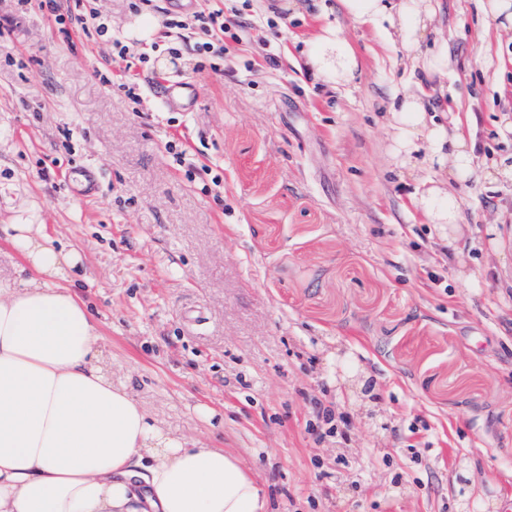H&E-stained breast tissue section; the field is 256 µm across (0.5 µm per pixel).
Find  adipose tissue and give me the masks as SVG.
Returning a JSON list of instances; mask_svg holds the SVG:
<instances>
[{"instance_id": "adipose-tissue-1", "label": "adipose tissue", "mask_w": 512, "mask_h": 512, "mask_svg": "<svg viewBox=\"0 0 512 512\" xmlns=\"http://www.w3.org/2000/svg\"><path fill=\"white\" fill-rule=\"evenodd\" d=\"M339 2L356 23L389 26L386 45H400L404 67L421 73L387 120L390 156L422 185L415 203L429 223H458L447 183L470 170L475 145L431 112L436 58L419 51L431 0ZM307 59L336 88L361 75L338 25L312 36ZM11 231L21 261L0 275V512H268L236 454L169 433L113 383L100 364L98 322L71 287L79 254L57 248L45 225Z\"/></svg>"}]
</instances>
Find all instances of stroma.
<instances>
[{"instance_id":"1","label":"stroma","mask_w":512,"mask_h":512,"mask_svg":"<svg viewBox=\"0 0 512 512\" xmlns=\"http://www.w3.org/2000/svg\"><path fill=\"white\" fill-rule=\"evenodd\" d=\"M96 3L126 60L110 33L0 0V271L21 261L7 224L46 225L77 251L113 382L171 433L235 452L269 512H500L512 180L453 182L459 223L427 222L389 163L385 117L409 72L339 0H235L219 57L198 53L202 31L166 26L181 0ZM433 3L448 65L432 105L485 167L512 155V29L480 0ZM327 24L357 52L355 85L304 65ZM124 69L138 102L111 81ZM170 80L193 82L191 110L160 106ZM86 170L101 182L91 198L70 189ZM358 370L376 380L374 424ZM321 406L345 417L346 438L309 429Z\"/></svg>"}]
</instances>
